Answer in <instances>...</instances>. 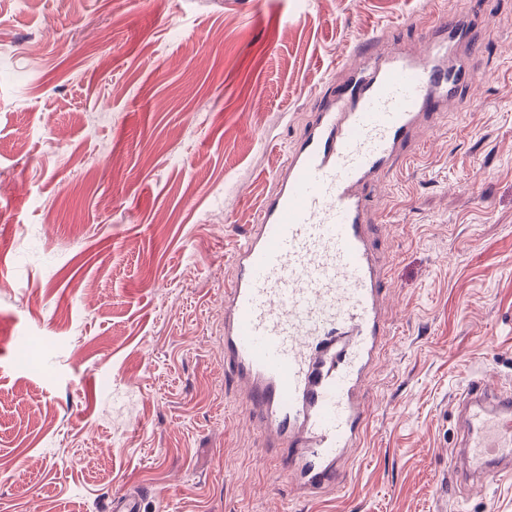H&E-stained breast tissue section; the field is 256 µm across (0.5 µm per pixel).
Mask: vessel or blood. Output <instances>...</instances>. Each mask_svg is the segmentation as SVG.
Masks as SVG:
<instances>
[{
	"mask_svg": "<svg viewBox=\"0 0 512 512\" xmlns=\"http://www.w3.org/2000/svg\"><path fill=\"white\" fill-rule=\"evenodd\" d=\"M412 51L359 59L290 148L260 219L232 257L224 288V367L290 479L309 494L340 485L370 419L364 392L384 353L387 273L367 224V188L416 128L478 81L459 51L463 19L439 22ZM456 483L512 474V392L489 376L456 404ZM142 491L114 492L108 512H143Z\"/></svg>",
	"mask_w": 512,
	"mask_h": 512,
	"instance_id": "b4317fda",
	"label": "vessel or blood"
}]
</instances>
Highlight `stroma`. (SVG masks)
Wrapping results in <instances>:
<instances>
[{
    "label": "stroma",
    "mask_w": 512,
    "mask_h": 512,
    "mask_svg": "<svg viewBox=\"0 0 512 512\" xmlns=\"http://www.w3.org/2000/svg\"><path fill=\"white\" fill-rule=\"evenodd\" d=\"M471 21L479 84L370 190L391 325L312 497L224 372L230 255L360 54ZM0 512H512L455 492V398L512 384V0H0ZM144 494L135 487H128L112 494L107 510L109 512H142Z\"/></svg>",
    "instance_id": "obj_1"
}]
</instances>
